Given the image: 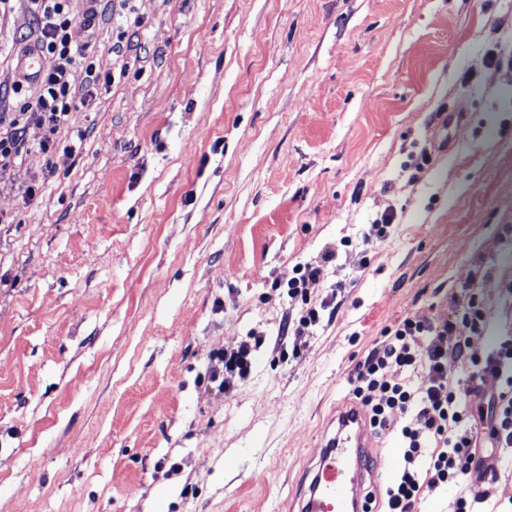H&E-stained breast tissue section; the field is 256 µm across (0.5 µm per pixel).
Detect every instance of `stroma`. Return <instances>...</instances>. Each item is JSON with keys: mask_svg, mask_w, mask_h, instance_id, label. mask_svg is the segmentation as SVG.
I'll return each mask as SVG.
<instances>
[{"mask_svg": "<svg viewBox=\"0 0 512 512\" xmlns=\"http://www.w3.org/2000/svg\"><path fill=\"white\" fill-rule=\"evenodd\" d=\"M133 6L90 28L72 0L69 81L100 83L59 150L0 171V512H298L386 327L447 321L471 284V349L512 334V0ZM26 7L0 50H24ZM305 263L350 285L290 359ZM251 331L249 378L207 385Z\"/></svg>", "mask_w": 512, "mask_h": 512, "instance_id": "stroma-1", "label": "stroma"}]
</instances>
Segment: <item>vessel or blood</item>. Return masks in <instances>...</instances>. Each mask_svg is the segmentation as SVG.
<instances>
[{
  "mask_svg": "<svg viewBox=\"0 0 512 512\" xmlns=\"http://www.w3.org/2000/svg\"><path fill=\"white\" fill-rule=\"evenodd\" d=\"M367 427L366 414L359 406L339 412L336 434L324 447L300 512H366L367 500L355 496L353 488L364 480L361 462L368 448Z\"/></svg>",
  "mask_w": 512,
  "mask_h": 512,
  "instance_id": "obj_1",
  "label": "vessel or blood"
}]
</instances>
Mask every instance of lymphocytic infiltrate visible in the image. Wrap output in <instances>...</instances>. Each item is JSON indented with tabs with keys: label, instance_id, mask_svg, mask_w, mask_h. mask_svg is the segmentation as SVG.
I'll use <instances>...</instances> for the list:
<instances>
[{
	"label": "lymphocytic infiltrate",
	"instance_id": "f902f5d3",
	"mask_svg": "<svg viewBox=\"0 0 512 512\" xmlns=\"http://www.w3.org/2000/svg\"><path fill=\"white\" fill-rule=\"evenodd\" d=\"M27 2L35 23V46L55 57L56 63L37 76L22 73L14 80L12 92L23 95L24 101L19 111L0 110V171L31 150L52 151L55 133L79 109V96L68 76L75 61L85 58L86 49L70 38V0ZM32 124L46 131L35 147L27 138ZM324 279L320 265L293 269L288 294L303 303L300 328L320 321L318 309L308 300ZM486 325L484 300L473 292L444 324L408 317L386 328L382 341L355 364L350 378L353 397L365 409L371 428L395 427L401 448L399 471L382 496L383 512H413L425 493L445 486L460 490L455 512H482V504L490 499L491 482L480 453L490 445L512 447V336L501 337L484 354L472 353L468 337ZM261 344V337L251 333L236 347L216 351L218 365L208 371V383L231 389L235 380L249 375L253 353ZM452 358L466 369L467 391H460L448 376ZM489 373L500 386L488 397L482 381Z\"/></svg>",
	"mask_w": 512,
	"mask_h": 512
}]
</instances>
